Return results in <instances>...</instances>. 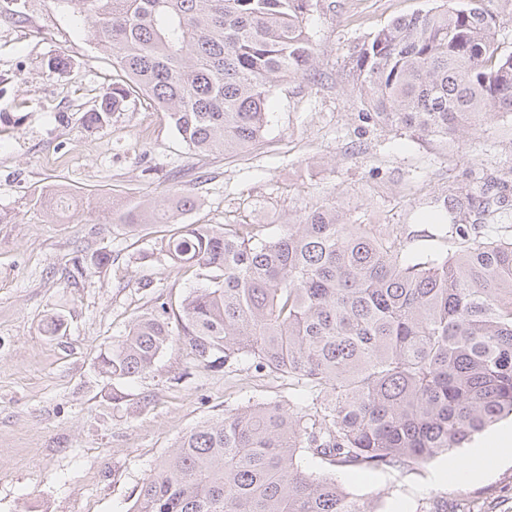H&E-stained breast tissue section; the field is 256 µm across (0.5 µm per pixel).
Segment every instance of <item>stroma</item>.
I'll return each instance as SVG.
<instances>
[{"label":"stroma","mask_w":512,"mask_h":512,"mask_svg":"<svg viewBox=\"0 0 512 512\" xmlns=\"http://www.w3.org/2000/svg\"><path fill=\"white\" fill-rule=\"evenodd\" d=\"M307 32L319 70L283 78L262 141L236 155L198 156L167 113L142 97L102 127L84 120L112 82V63L65 0H0V512H128L142 480L182 434L225 410L288 401V380L251 362L211 371L179 346L125 383L98 357L127 334L157 296L201 287L194 270L159 251L164 225L129 228L119 209L172 194L194 197L186 224H262L338 202L358 224H404L414 250L440 252L442 225L423 221L441 200L505 187V209L470 237L512 228V125L479 133L476 146H443L411 130L365 125L343 74L350 49L394 17L434 0H313ZM65 58L54 67L56 58ZM108 254L69 279L75 259ZM55 332H48L49 323ZM123 392L114 402V392ZM512 417L454 449L478 481L434 482L438 456L416 470L339 469L338 481L384 512H416L428 493L512 512V461L490 444ZM488 456L475 460V442Z\"/></svg>","instance_id":"35a3bbf8"}]
</instances>
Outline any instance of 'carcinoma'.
I'll return each mask as SVG.
<instances>
[{
  "mask_svg": "<svg viewBox=\"0 0 512 512\" xmlns=\"http://www.w3.org/2000/svg\"><path fill=\"white\" fill-rule=\"evenodd\" d=\"M91 24L116 78L85 121L142 93L196 153L244 151L285 76L316 71L312 0H64ZM503 0H452L398 17L347 56L365 124L470 145L512 117ZM195 199L139 201L118 220L166 224L160 252L206 281L137 318L101 369L117 382L178 344L189 363L244 359L302 392L237 407L185 433L128 512H377L332 468L415 470L512 414V237L468 239L448 210V249L406 256L400 224H354L334 203L284 225L184 224ZM330 466L313 474L304 460Z\"/></svg>",
  "mask_w": 512,
  "mask_h": 512,
  "instance_id": "1",
  "label": "carcinoma"
}]
</instances>
